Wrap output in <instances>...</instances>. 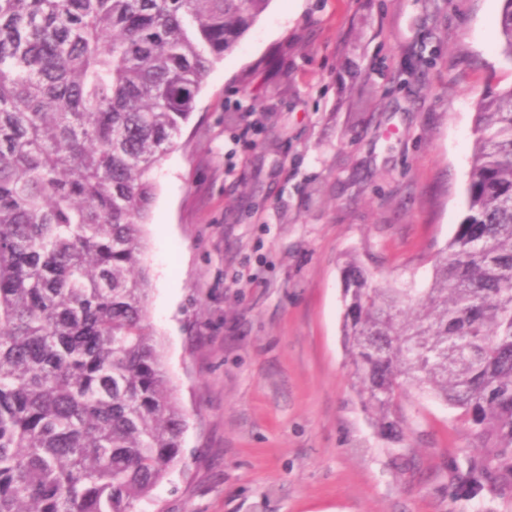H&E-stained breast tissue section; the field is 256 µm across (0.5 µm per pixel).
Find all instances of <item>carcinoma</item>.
<instances>
[{
	"mask_svg": "<svg viewBox=\"0 0 512 512\" xmlns=\"http://www.w3.org/2000/svg\"><path fill=\"white\" fill-rule=\"evenodd\" d=\"M269 0H0V512H137L180 462L148 321L152 171ZM512 63V0H502ZM466 214L418 295L343 268L342 340L380 435L458 411L465 495L512 488V85L480 95Z\"/></svg>",
	"mask_w": 512,
	"mask_h": 512,
	"instance_id": "1",
	"label": "carcinoma"
}]
</instances>
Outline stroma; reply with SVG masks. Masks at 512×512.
I'll return each mask as SVG.
<instances>
[{
	"label": "stroma",
	"instance_id": "1",
	"mask_svg": "<svg viewBox=\"0 0 512 512\" xmlns=\"http://www.w3.org/2000/svg\"><path fill=\"white\" fill-rule=\"evenodd\" d=\"M501 0H270L154 170L150 323L181 461L139 512H512L461 495L475 440L410 395L377 432L347 375L342 268L425 288L465 214L475 103L512 84Z\"/></svg>",
	"mask_w": 512,
	"mask_h": 512
}]
</instances>
